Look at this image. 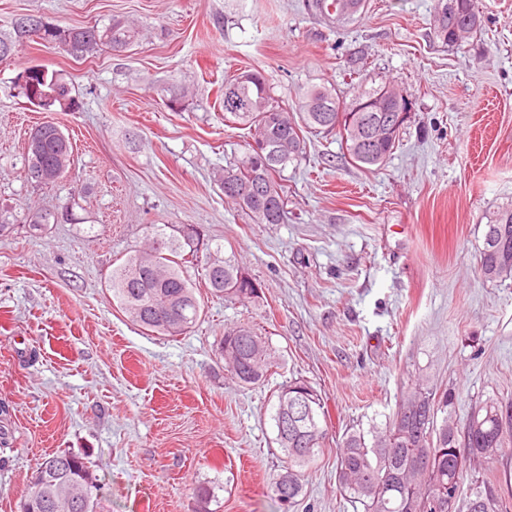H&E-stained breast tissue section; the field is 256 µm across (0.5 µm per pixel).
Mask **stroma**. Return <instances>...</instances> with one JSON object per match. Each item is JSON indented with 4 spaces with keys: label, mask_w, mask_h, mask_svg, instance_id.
Instances as JSON below:
<instances>
[{
    "label": "stroma",
    "mask_w": 512,
    "mask_h": 512,
    "mask_svg": "<svg viewBox=\"0 0 512 512\" xmlns=\"http://www.w3.org/2000/svg\"><path fill=\"white\" fill-rule=\"evenodd\" d=\"M311 0H0V36L40 16L63 27L133 23V46L76 58L35 43L0 65V512H19L32 473L60 452L106 484L101 512H281L271 484L288 461L274 441L279 387L321 394L328 439L292 512H352L336 485L345 428L381 423L417 378L454 395L465 422L512 402V280L478 272L489 212L512 202V0H478L482 30L459 48L433 32L436 0H366L338 26ZM411 101L398 146L374 170L338 133L307 136L288 167V214L258 224L216 177L248 132L225 121V76L261 69L273 94L335 87L348 58ZM63 73L79 102L47 112L19 92L22 68ZM69 132L74 162L52 186L27 178L30 130ZM58 223L31 235L27 218ZM197 228L235 254L260 299L202 292L182 335L133 325L112 298L113 268L151 225ZM270 337L280 361L242 388L224 367L225 326Z\"/></svg>",
    "instance_id": "1"
}]
</instances>
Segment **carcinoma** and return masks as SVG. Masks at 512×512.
Returning <instances> with one entry per match:
<instances>
[{"instance_id":"obj_1","label":"carcinoma","mask_w":512,"mask_h":512,"mask_svg":"<svg viewBox=\"0 0 512 512\" xmlns=\"http://www.w3.org/2000/svg\"><path fill=\"white\" fill-rule=\"evenodd\" d=\"M335 6L336 23L348 25L364 0H330ZM464 27L473 35L481 29L477 0H437L434 33L443 44L461 45L455 29ZM74 32L68 54L82 57L101 45L127 48L138 32L132 26L111 19L102 26L72 28ZM358 75L360 92L346 104L332 87L304 89L295 108L272 95L259 70L240 73L224 81V118L248 130L251 139H260L265 161L250 164L254 154L248 145L233 166L224 170V196L249 211L259 224H279L286 213L284 172L303 153L305 134L339 130L342 147L353 163L364 169L379 168L390 157L400 131L392 138L370 143L366 128L387 120L391 108L386 104L392 88L386 84L367 86L363 68L352 67ZM43 91H59L77 108L71 88L62 74L51 71L39 81ZM38 156L27 155V165L37 162L63 177L72 160L69 135L50 122L38 125ZM156 252L154 262L163 275L156 278L146 262L147 250H136L124 263L112 270L109 288L120 308L129 311L137 305L132 321L142 329L162 336H178L198 321L203 305L196 296L189 270L199 269L210 294L233 295L241 300L260 298L261 288H238V277L246 273L235 255L199 256V234L186 227L180 235H168L153 228ZM512 257V204L490 213L483 247L479 250V270L486 281H494L490 270L503 256ZM224 364L243 386L266 380L276 365L275 350L269 337L248 324L224 328L220 342ZM453 405L446 392L415 391L407 394L385 425L349 428L336 448V482L343 499L353 512H509L512 491H498L474 478L465 481L467 458L494 462L509 452L512 444V404L490 398L475 406L463 427L447 415ZM302 406L304 416L288 421V433H277L275 442L288 458V468L273 482V491L281 504H294L303 491L306 469L323 452L327 429L324 403L318 392L305 380H294L277 393L275 425H280L289 410ZM444 413L442 422L437 414ZM40 466L61 467L73 477L91 479L94 503L84 512H99L96 492L102 480L87 465L85 457L62 452L43 459ZM38 497L42 506L37 512H58L52 502V487L46 483L29 485L25 500Z\"/></svg>"}]
</instances>
